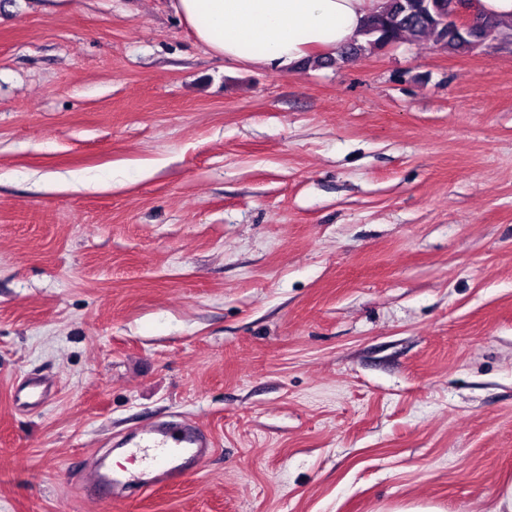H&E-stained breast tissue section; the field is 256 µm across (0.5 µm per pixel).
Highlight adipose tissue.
I'll return each instance as SVG.
<instances>
[{
    "instance_id": "obj_1",
    "label": "adipose tissue",
    "mask_w": 512,
    "mask_h": 512,
    "mask_svg": "<svg viewBox=\"0 0 512 512\" xmlns=\"http://www.w3.org/2000/svg\"><path fill=\"white\" fill-rule=\"evenodd\" d=\"M384 0H170L196 39L228 64L282 71L337 56Z\"/></svg>"
}]
</instances>
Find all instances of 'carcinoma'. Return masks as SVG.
I'll return each instance as SVG.
<instances>
[{
  "label": "carcinoma",
  "instance_id": "obj_1",
  "mask_svg": "<svg viewBox=\"0 0 512 512\" xmlns=\"http://www.w3.org/2000/svg\"><path fill=\"white\" fill-rule=\"evenodd\" d=\"M455 0H385V6L368 17L362 36L346 54L358 55L391 45L403 38L419 41L430 39L448 50L475 51L490 41L512 36V28L491 18L476 16L479 33L473 36L459 31L449 16L455 11Z\"/></svg>",
  "mask_w": 512,
  "mask_h": 512
}]
</instances>
